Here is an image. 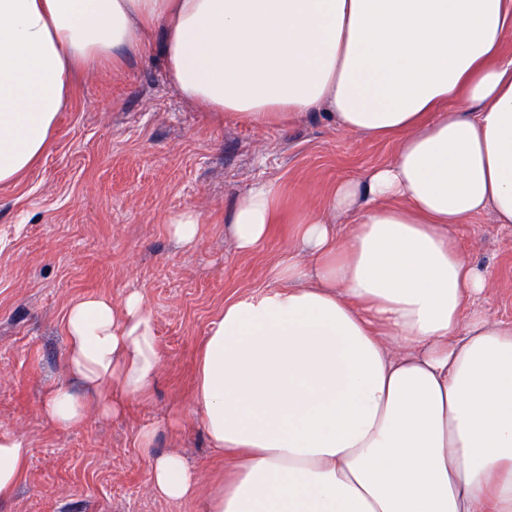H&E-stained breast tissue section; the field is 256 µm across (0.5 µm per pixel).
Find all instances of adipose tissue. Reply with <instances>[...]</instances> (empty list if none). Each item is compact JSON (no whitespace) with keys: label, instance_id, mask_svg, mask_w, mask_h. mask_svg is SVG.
Returning a JSON list of instances; mask_svg holds the SVG:
<instances>
[{"label":"adipose tissue","instance_id":"obj_1","mask_svg":"<svg viewBox=\"0 0 512 512\" xmlns=\"http://www.w3.org/2000/svg\"><path fill=\"white\" fill-rule=\"evenodd\" d=\"M159 35L182 99L253 125L325 111L338 130L399 136L392 162L306 213L273 286L225 302L194 402L229 467L203 512H512V323H489L486 270L455 226L512 224V0H0V185L45 155L72 75L120 69ZM279 196L258 184L227 232L249 253ZM340 213L355 222L343 235ZM66 368L40 413L65 429L116 413L161 369L138 291L71 303ZM27 457L0 433V500ZM200 474L155 457L162 499Z\"/></svg>","mask_w":512,"mask_h":512}]
</instances>
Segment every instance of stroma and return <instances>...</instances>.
Returning <instances> with one entry per match:
<instances>
[{"label": "stroma", "instance_id": "obj_1", "mask_svg": "<svg viewBox=\"0 0 512 512\" xmlns=\"http://www.w3.org/2000/svg\"><path fill=\"white\" fill-rule=\"evenodd\" d=\"M73 95L40 162L0 186V432L22 436L29 456L0 512H202L224 475L193 404L199 348L226 301L272 285L295 228L337 182L390 163L393 140L337 131L323 112L288 125L255 126L185 102L159 47L72 77ZM281 187L267 240L235 250L226 233L239 196ZM201 216L195 246L171 238V216ZM469 258L487 269L481 305L512 321V224L491 214L460 225ZM144 297L162 367L147 395L120 413L68 429L39 412L49 390L70 383L63 319L88 295ZM151 431L150 448L140 434ZM175 452L202 475L199 498L170 503L151 491L154 456Z\"/></svg>", "mask_w": 512, "mask_h": 512}]
</instances>
